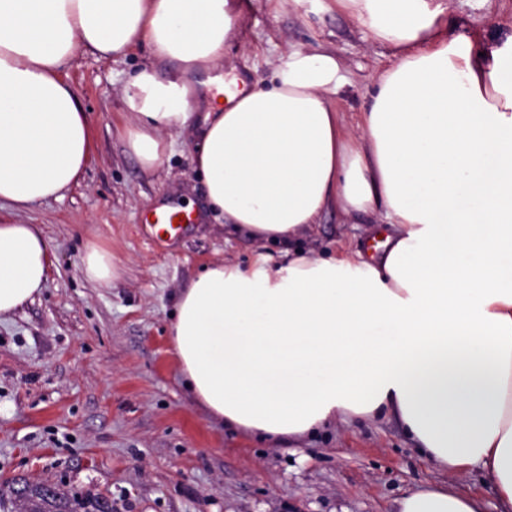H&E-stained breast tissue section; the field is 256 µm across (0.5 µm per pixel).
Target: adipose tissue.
<instances>
[{
  "label": "adipose tissue",
  "mask_w": 512,
  "mask_h": 512,
  "mask_svg": "<svg viewBox=\"0 0 512 512\" xmlns=\"http://www.w3.org/2000/svg\"><path fill=\"white\" fill-rule=\"evenodd\" d=\"M394 62L356 122L334 55L293 48L267 85L225 79L234 0H0V206L63 198L95 150L61 77L77 48L146 45L119 137L144 169L202 117L215 219L264 248L178 296L170 341L216 421L284 442L393 415L442 469L478 465L512 505V29L448 30L442 0H333ZM376 214L381 255L316 257L295 238L329 211ZM42 225L0 223V319L41 293ZM399 512H483L429 485Z\"/></svg>",
  "instance_id": "obj_1"
}]
</instances>
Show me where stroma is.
Wrapping results in <instances>:
<instances>
[{"label":"stroma","instance_id":"1","mask_svg":"<svg viewBox=\"0 0 512 512\" xmlns=\"http://www.w3.org/2000/svg\"><path fill=\"white\" fill-rule=\"evenodd\" d=\"M225 72L266 84L280 53L326 50L351 80L338 105L360 109L391 54L354 15L239 0ZM448 18L490 40L512 19V0H446ZM147 47L103 60L78 51L63 69L96 135L81 182L62 199L31 205L13 222L43 225L52 266L41 293L0 320V498L16 480L98 498L112 512H397L427 485L478 497L485 512H512L478 467L446 480L390 417L355 420L290 444L257 442L212 420L185 387L168 325L180 292L206 266L248 265L246 232L201 220L205 187L194 135L175 137L153 171L117 137L123 91ZM190 206L185 233L162 241L147 208ZM368 217L327 213L301 234L313 255L368 244ZM108 249L121 274L105 288L86 279L87 243Z\"/></svg>","mask_w":512,"mask_h":512}]
</instances>
